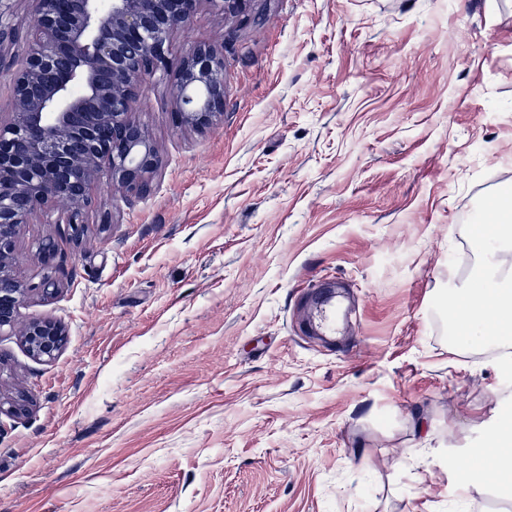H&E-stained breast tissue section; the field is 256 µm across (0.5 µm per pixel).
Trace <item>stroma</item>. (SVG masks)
<instances>
[{"mask_svg": "<svg viewBox=\"0 0 512 512\" xmlns=\"http://www.w3.org/2000/svg\"><path fill=\"white\" fill-rule=\"evenodd\" d=\"M216 0L171 38L224 51V114L135 118L148 195L102 183L15 239L58 290L24 315L68 332L50 361L0 335V512H489L512 358L448 340L474 279L476 213L512 192V0ZM54 239L53 266L40 246ZM340 288L335 342L305 324ZM463 455L466 471L448 467Z\"/></svg>", "mask_w": 512, "mask_h": 512, "instance_id": "35a3bbf8", "label": "stroma"}]
</instances>
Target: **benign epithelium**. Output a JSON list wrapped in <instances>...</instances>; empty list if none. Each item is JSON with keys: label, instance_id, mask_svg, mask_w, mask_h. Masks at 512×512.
Wrapping results in <instances>:
<instances>
[{"label": "benign epithelium", "instance_id": "7a95c632", "mask_svg": "<svg viewBox=\"0 0 512 512\" xmlns=\"http://www.w3.org/2000/svg\"><path fill=\"white\" fill-rule=\"evenodd\" d=\"M204 0H32L31 34L14 72V108L0 120V334L21 337L28 353L52 360L63 327L25 317L31 291L51 294V279L28 287L14 241L35 213L69 203L70 236L85 235L83 216L102 173L116 188L145 194L158 167L156 148L134 117V103L157 74L174 71V125L206 131L224 112V51L189 46L172 62L173 34ZM224 16L247 21L252 0H220Z\"/></svg>", "mask_w": 512, "mask_h": 512}]
</instances>
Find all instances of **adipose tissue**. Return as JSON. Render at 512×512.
I'll use <instances>...</instances> for the list:
<instances>
[{
    "label": "adipose tissue",
    "mask_w": 512,
    "mask_h": 512,
    "mask_svg": "<svg viewBox=\"0 0 512 512\" xmlns=\"http://www.w3.org/2000/svg\"><path fill=\"white\" fill-rule=\"evenodd\" d=\"M502 273L500 263L482 266L476 284L451 293L448 324L455 334L512 347V289L504 287Z\"/></svg>",
    "instance_id": "1"
}]
</instances>
